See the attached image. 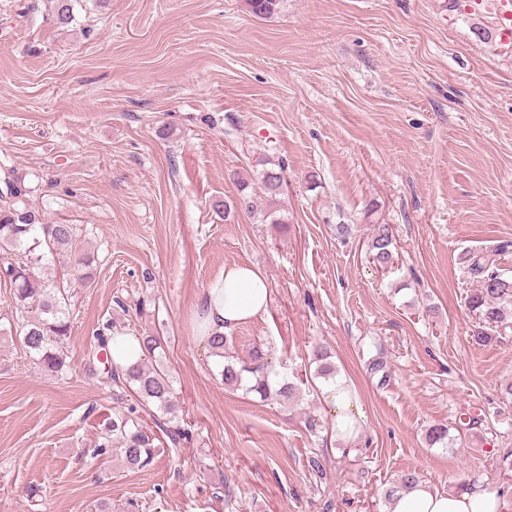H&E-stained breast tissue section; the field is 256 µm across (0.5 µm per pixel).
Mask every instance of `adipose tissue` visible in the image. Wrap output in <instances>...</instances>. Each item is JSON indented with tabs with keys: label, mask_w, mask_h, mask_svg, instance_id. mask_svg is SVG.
I'll return each instance as SVG.
<instances>
[{
	"label": "adipose tissue",
	"mask_w": 512,
	"mask_h": 512,
	"mask_svg": "<svg viewBox=\"0 0 512 512\" xmlns=\"http://www.w3.org/2000/svg\"><path fill=\"white\" fill-rule=\"evenodd\" d=\"M270 306V291L263 274L248 264L225 268L199 297L196 332L199 340L224 334L238 326L263 318ZM502 496L482 485L456 494L420 483L397 493L389 512H495Z\"/></svg>",
	"instance_id": "1"
}]
</instances>
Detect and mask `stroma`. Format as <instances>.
I'll use <instances>...</instances> for the list:
<instances>
[{
    "mask_svg": "<svg viewBox=\"0 0 512 512\" xmlns=\"http://www.w3.org/2000/svg\"><path fill=\"white\" fill-rule=\"evenodd\" d=\"M467 2L281 0L261 18L246 0H77L63 29L51 0H0V167L94 258L88 287L47 266L72 321L54 377L0 282V512H387L409 470L505 491L512 512V327L475 343L463 263L512 240V55ZM275 167L276 205L214 210ZM378 224L395 236L385 269ZM236 263L271 290L268 315L234 328L237 353L264 345L293 404L226 390L196 336L202 289ZM107 323L162 336L189 431L142 471L93 452L113 402L86 353ZM318 344L364 412L356 444L311 388ZM379 355L384 386L367 370ZM439 423L453 447L428 445ZM368 247L369 255L375 266L385 269L392 265L394 238L390 225H375Z\"/></svg>",
    "mask_w": 512,
    "mask_h": 512,
    "instance_id": "1",
    "label": "stroma"
}]
</instances>
